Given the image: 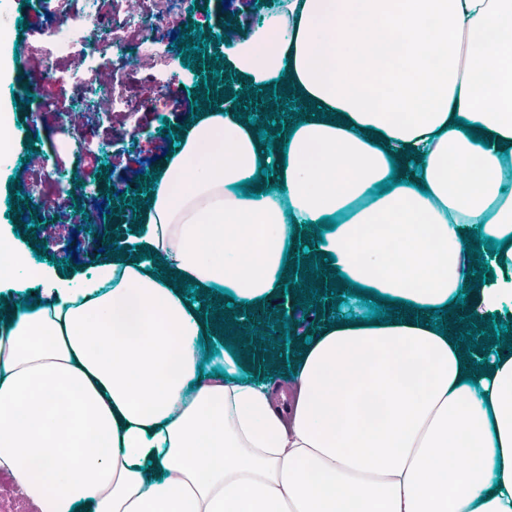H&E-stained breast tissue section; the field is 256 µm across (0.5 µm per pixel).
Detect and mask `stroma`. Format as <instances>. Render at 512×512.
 <instances>
[{
    "instance_id": "obj_1",
    "label": "stroma",
    "mask_w": 512,
    "mask_h": 512,
    "mask_svg": "<svg viewBox=\"0 0 512 512\" xmlns=\"http://www.w3.org/2000/svg\"><path fill=\"white\" fill-rule=\"evenodd\" d=\"M196 13L186 14L181 0H168L160 32H151L152 0H51L40 8L39 0L17 7L14 17L0 21L7 38L0 42V53L11 59L8 72L0 77V113H7L13 126L7 159L0 165V234H12L14 225L6 216L10 179L21 181L25 191L52 202L66 203L69 215L46 225L39 232L47 255L61 260L66 256L69 239L79 244L78 273L89 270L91 257L105 246L103 232L114 223L102 215L95 229H78L74 210L94 212L106 197L102 185L136 176L161 158L170 142L161 132L162 124H185L193 105L196 75L200 64L186 68L174 58L171 35L185 25L219 28L223 17L233 27H243L261 11L260 0H198ZM89 11L97 19L112 22L108 41L126 42L135 60L125 64L115 51L96 50L93 62L83 65L77 54L55 51L47 37L55 17ZM113 83L101 104L85 106L89 87L101 77ZM33 94L43 109L38 122H31L28 109L13 101ZM164 97L185 103L175 112L166 108L148 109L144 100ZM37 142H30V134ZM34 146L35 155H27L26 146Z\"/></svg>"
}]
</instances>
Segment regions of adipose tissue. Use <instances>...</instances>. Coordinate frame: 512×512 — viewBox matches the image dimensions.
Listing matches in <instances>:
<instances>
[{
    "label": "adipose tissue",
    "mask_w": 512,
    "mask_h": 512,
    "mask_svg": "<svg viewBox=\"0 0 512 512\" xmlns=\"http://www.w3.org/2000/svg\"><path fill=\"white\" fill-rule=\"evenodd\" d=\"M223 56L240 86L286 77L298 106L343 125L304 121L267 156L254 126L211 108L181 132L124 257L76 280L0 236V287L40 301L0 313V471L37 512H512V352L493 347L494 373L471 385L412 318L324 321L280 381H242L249 360L229 354L208 378L206 308L171 283L229 290L246 322L281 292L292 228L329 216L314 247L328 272L456 301L461 233L512 235V0H282ZM263 164L285 192L243 197ZM393 173L403 185L375 195ZM487 262L496 278L464 311L510 318L512 246Z\"/></svg>",
    "instance_id": "ef3b65f1"
}]
</instances>
